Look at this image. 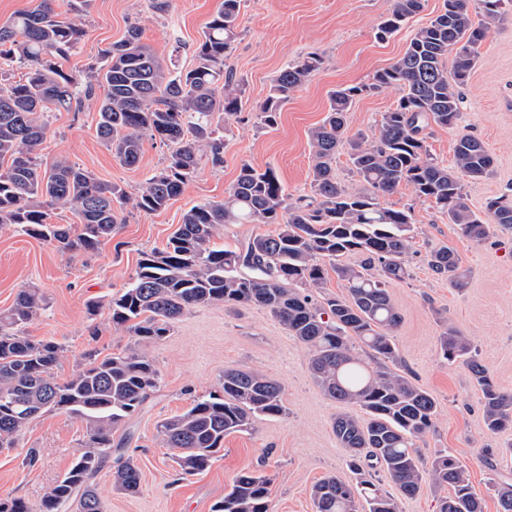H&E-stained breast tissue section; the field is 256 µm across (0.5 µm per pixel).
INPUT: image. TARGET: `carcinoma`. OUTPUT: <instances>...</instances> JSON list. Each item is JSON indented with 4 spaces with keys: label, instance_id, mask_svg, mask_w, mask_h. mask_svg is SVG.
I'll use <instances>...</instances> for the list:
<instances>
[{
    "label": "carcinoma",
    "instance_id": "1",
    "mask_svg": "<svg viewBox=\"0 0 512 512\" xmlns=\"http://www.w3.org/2000/svg\"><path fill=\"white\" fill-rule=\"evenodd\" d=\"M89 2L69 0L74 17L60 19L53 0H40L0 25V59L26 70L20 81L0 83V225L13 224L75 253L94 251L112 236L129 197L65 158L41 170L44 113L68 111L104 88L96 132L120 163H139L146 134L168 148L163 168L134 196L138 210L155 213L182 192L202 156L214 166L224 163L221 131L230 130L242 104L235 75L226 66L238 37L241 0H222L189 70L172 68L141 42L139 27L131 26L105 51V65L69 73L63 63L85 35L77 17ZM424 2L394 0L375 37L392 36L423 10ZM470 2L443 0L442 9L414 32L390 66L367 82L331 93L327 115L311 133L310 196L291 200L273 168L242 165L224 201L184 212L166 246L143 254L131 282L108 302L112 325L126 328L139 343L162 339L196 306L255 305L308 349L314 382L337 403L359 409L338 413L332 425L355 481L328 476L315 483V512H398L396 496L384 489L386 481L402 497L433 492L438 512H483L469 472L454 454L426 459L416 446L433 428L437 405L400 370L393 337L401 316L388 293L390 283L408 276L413 217L409 208L381 203L405 185L435 203L469 240L487 239L495 225L512 228L511 201L493 198L479 214L464 192V180L491 173L493 158L482 140L459 134L450 166L438 162L426 145L429 128L457 126L459 88L476 66L485 30L512 16V0H476L477 22ZM320 65L321 58L312 53L280 70L257 107L260 123L277 124L290 93ZM385 88L400 90L395 108L383 113L371 134L348 138L346 113L353 103ZM344 147L351 171L364 184L359 192L336 180V156ZM67 205L75 208L79 223H51L50 209ZM226 224H277L279 229L255 236L246 250L237 251L214 242ZM353 252L366 256L364 265L343 262ZM427 265L451 287H466L469 271L454 248L433 250ZM331 272L343 293L319 302L313 292L325 286ZM43 306L37 290L24 289L0 313V448L16 447L30 424L52 411L85 420L88 439L37 508L21 498H0V512H68L73 506L77 512H101L91 480L112 459V431L143 406L159 373L152 359L130 348L93 358L69 379L58 380L54 367L60 347L22 335ZM439 347L481 388L487 433L512 429V393L493 382L471 339L450 324ZM286 415L278 381L253 369L229 367L222 393L164 419L158 433L162 447L175 450L176 470L186 479L211 466L225 436L246 431L258 416ZM112 477L122 491L139 490L140 467L130 456L117 459ZM270 483L261 472H242L212 512H271ZM496 492L497 512H512V484L503 481Z\"/></svg>",
    "mask_w": 512,
    "mask_h": 512
}]
</instances>
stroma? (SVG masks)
<instances>
[{
  "mask_svg": "<svg viewBox=\"0 0 512 512\" xmlns=\"http://www.w3.org/2000/svg\"><path fill=\"white\" fill-rule=\"evenodd\" d=\"M220 0H92L82 19L86 34L65 62L78 73L103 64V53L120 40L128 26H139L142 40L157 54L173 57L178 69H190L204 27ZM443 0H425L422 12L389 39H376L377 24L393 0H242L240 37L228 60L242 85V109L224 138V164L201 161L183 193L156 213L126 204L125 224L90 253H71L55 242L32 237L11 225L0 226V311L17 294L38 289L45 300L41 314L24 333L51 340L62 348L56 372L72 376L89 357L104 358L130 346L148 354L159 371L149 399L112 434V444L136 459L141 470L137 493L112 484L114 463H106L92 483L103 512H211L235 477L245 470L271 479L272 512H314L312 485L333 475L352 479L347 453L332 430L341 407L313 381L308 351L268 310L224 305L192 308L159 341L135 343L126 329L114 327L107 304L130 283L142 253L163 248L183 213L202 202H220L242 165L276 169L286 194L310 191V132L327 113L331 91L367 81L393 63L415 30L438 13ZM318 54L323 63L311 80L294 92L278 123H260L256 106L269 93L275 74ZM461 120L457 127H432L427 146L443 164H452L459 133L481 139L494 158L491 174L465 181L474 210L488 199L512 198V19L489 26L477 65L460 89ZM400 93L388 88L356 101L347 114V134H370ZM97 99L84 98L70 110L45 113L46 139L39 154L42 167L65 158L92 172L101 182L135 195L138 186L161 168L167 148L144 138L141 160L129 168L115 159L96 134ZM388 206L410 208L414 231L406 257L409 279L390 285L392 302L402 316L394 341L405 372L437 403L433 429L418 442L423 457L453 452L468 468L484 512H497L494 485L512 475V460L495 458L486 465L487 449L512 443V430L487 433L482 392L461 364L448 363L439 349L447 326L469 336L494 382L512 392V230L496 231L483 243L461 237L431 201L400 186L386 197ZM453 247L469 268L466 288H451L429 270L427 254ZM97 312H89L91 302ZM247 366L278 380L288 414L258 417L248 431L225 437L224 448L206 471L181 480L161 447L156 426L187 410L194 400L220 392L224 369ZM87 439L80 419L53 411L36 419L17 447L0 449V498L20 497L38 504L70 467ZM34 463H26L27 454Z\"/></svg>",
  "mask_w": 512,
  "mask_h": 512,
  "instance_id": "stroma-1",
  "label": "stroma"
}]
</instances>
